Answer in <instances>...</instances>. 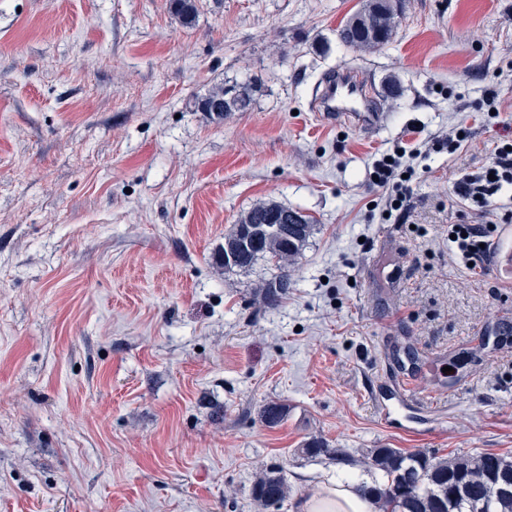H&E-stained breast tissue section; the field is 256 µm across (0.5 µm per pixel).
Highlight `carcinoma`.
Here are the masks:
<instances>
[{
  "label": "carcinoma",
  "mask_w": 512,
  "mask_h": 512,
  "mask_svg": "<svg viewBox=\"0 0 512 512\" xmlns=\"http://www.w3.org/2000/svg\"><path fill=\"white\" fill-rule=\"evenodd\" d=\"M402 0H360L359 6L336 29L345 45L374 50L386 45L396 26ZM171 6L183 23L194 21L197 0H171ZM262 83L258 80L235 82L217 87L194 100V108L218 121L234 112L248 111ZM290 223L295 229L283 235L277 225ZM315 231L311 220L299 211L265 201L254 205L224 236V256L235 261L224 268L248 269L264 259L276 274L262 287L263 301L273 306L288 293L291 267ZM259 234L257 248L247 249L248 234ZM286 408L276 402L266 404L262 419L276 426L286 417ZM302 452L316 457L321 454L336 461L354 462L340 448L331 449L318 440L305 444ZM369 469L371 483L365 487L372 495L378 512H512V456L494 452L457 454L448 457L409 452L399 448H374L363 462ZM252 497L260 507L281 503L287 497V485L281 472L266 468L253 486Z\"/></svg>",
  "instance_id": "obj_1"
}]
</instances>
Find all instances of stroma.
<instances>
[{"label":"stroma","mask_w":512,"mask_h":512,"mask_svg":"<svg viewBox=\"0 0 512 512\" xmlns=\"http://www.w3.org/2000/svg\"><path fill=\"white\" fill-rule=\"evenodd\" d=\"M359 0H0V512H257L281 468L364 479L373 448L512 453V286L448 252L477 222L454 193L512 138V0H404L391 41L341 43ZM360 68L372 135L317 122L323 74ZM261 77L251 109L192 101ZM498 93L499 121L475 108ZM406 214L371 202L375 154L459 126ZM273 200L316 229L274 306L269 265L225 270L224 236ZM442 354L412 429L380 416L387 367ZM285 404L276 426L260 417ZM252 497L260 507L283 502L287 497V485L281 472L275 468L262 470L253 486Z\"/></svg>","instance_id":"stroma-1"}]
</instances>
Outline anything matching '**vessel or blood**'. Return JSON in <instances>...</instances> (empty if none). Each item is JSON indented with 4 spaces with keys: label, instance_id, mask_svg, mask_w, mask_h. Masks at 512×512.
<instances>
[{
    "label": "vessel or blood",
    "instance_id": "obj_1",
    "mask_svg": "<svg viewBox=\"0 0 512 512\" xmlns=\"http://www.w3.org/2000/svg\"><path fill=\"white\" fill-rule=\"evenodd\" d=\"M312 110L318 121L325 124L348 121L365 132H373L381 121L376 100L367 80L361 79L358 70L339 67L330 70L317 87ZM494 262L504 284L512 283V225L498 227L493 241ZM421 373L417 367H399L396 387L392 398L381 401L383 412H391L393 406H407Z\"/></svg>",
    "mask_w": 512,
    "mask_h": 512
}]
</instances>
